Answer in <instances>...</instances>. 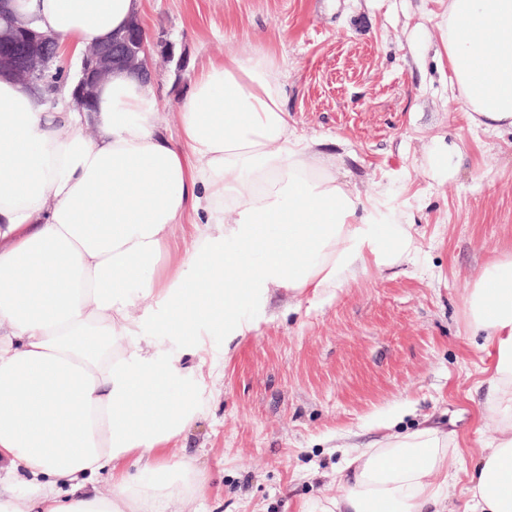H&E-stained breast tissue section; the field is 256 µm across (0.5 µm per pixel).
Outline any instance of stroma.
<instances>
[{"label": "stroma", "mask_w": 512, "mask_h": 512, "mask_svg": "<svg viewBox=\"0 0 512 512\" xmlns=\"http://www.w3.org/2000/svg\"><path fill=\"white\" fill-rule=\"evenodd\" d=\"M432 0H142L153 88L168 136L192 80L226 52L275 49L298 133L336 158L362 194L405 204L417 259L369 271L336 293L281 289L232 353L206 338L200 412L170 449L204 478L209 512H298L341 494L349 444L438 421L475 467L482 421L481 339L467 292L480 266L512 248V133H471L434 60ZM461 144L451 177L429 150Z\"/></svg>", "instance_id": "stroma-1"}]
</instances>
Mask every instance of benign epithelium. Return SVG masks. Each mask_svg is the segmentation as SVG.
Masks as SVG:
<instances>
[{"label":"benign epithelium","mask_w":512,"mask_h":512,"mask_svg":"<svg viewBox=\"0 0 512 512\" xmlns=\"http://www.w3.org/2000/svg\"><path fill=\"white\" fill-rule=\"evenodd\" d=\"M6 19L9 31L0 35V69L8 71L24 89L38 90L45 72L59 55L58 41L32 27V19L15 11ZM153 48L137 18L130 21L122 36L88 48L82 58L81 78L72 90L76 107L93 111L99 88L117 70L133 72L150 81Z\"/></svg>","instance_id":"benign-epithelium-1"}]
</instances>
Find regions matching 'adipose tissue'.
Listing matches in <instances>:
<instances>
[{
  "label": "adipose tissue",
  "mask_w": 512,
  "mask_h": 512,
  "mask_svg": "<svg viewBox=\"0 0 512 512\" xmlns=\"http://www.w3.org/2000/svg\"><path fill=\"white\" fill-rule=\"evenodd\" d=\"M442 2L437 66L460 109L473 129H512V0ZM12 7L79 60L141 0ZM283 73L274 52L226 53L192 80L177 146L152 86L128 74L91 117L0 77V482L31 486L0 492V512H199L202 481L167 448L198 414L184 386L203 332L232 343L276 290L316 298L414 260L409 213L362 195L290 126ZM467 301L495 434L465 471L466 512H512V252L484 263ZM461 470L447 432L426 426L347 455L343 494L316 512H446Z\"/></svg>",
  "instance_id": "obj_1"
}]
</instances>
